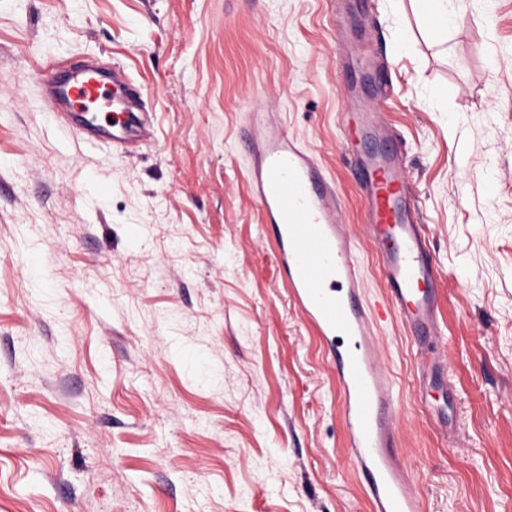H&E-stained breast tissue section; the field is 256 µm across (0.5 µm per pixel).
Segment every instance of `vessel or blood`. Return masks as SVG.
Returning a JSON list of instances; mask_svg holds the SVG:
<instances>
[{
    "label": "vessel or blood",
    "mask_w": 512,
    "mask_h": 512,
    "mask_svg": "<svg viewBox=\"0 0 512 512\" xmlns=\"http://www.w3.org/2000/svg\"><path fill=\"white\" fill-rule=\"evenodd\" d=\"M358 52L376 95L357 96L346 112L343 148L382 278L381 303L364 296V267L335 180L269 112L252 113L244 131L252 153L249 189L274 242L289 296L323 344L338 379L349 461L372 512H425L399 450L396 380L378 349L376 324L397 318L414 358L426 363L419 387L440 385L448 372L441 275L400 152L355 148L358 141L389 136L379 112L385 75L370 67L366 45ZM37 78L45 111L82 142L108 143L130 155L152 141L155 116L145 109L146 93L122 66L107 67L94 58L50 62L39 68Z\"/></svg>",
    "instance_id": "b4317fda"
}]
</instances>
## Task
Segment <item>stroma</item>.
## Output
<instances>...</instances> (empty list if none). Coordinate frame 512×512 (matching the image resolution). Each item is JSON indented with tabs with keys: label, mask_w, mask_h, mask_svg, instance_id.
<instances>
[{
	"label": "stroma",
	"mask_w": 512,
	"mask_h": 512,
	"mask_svg": "<svg viewBox=\"0 0 512 512\" xmlns=\"http://www.w3.org/2000/svg\"><path fill=\"white\" fill-rule=\"evenodd\" d=\"M0 0V512H369L337 382L248 191L247 112L336 180L370 43L443 278L457 402L423 411L398 325L400 450L426 512H512V0ZM123 63L156 137L135 156L55 126L35 72ZM423 22L431 30L445 29L452 20L448 10L449 0H418ZM424 5V7H423Z\"/></svg>",
	"instance_id": "1"
}]
</instances>
